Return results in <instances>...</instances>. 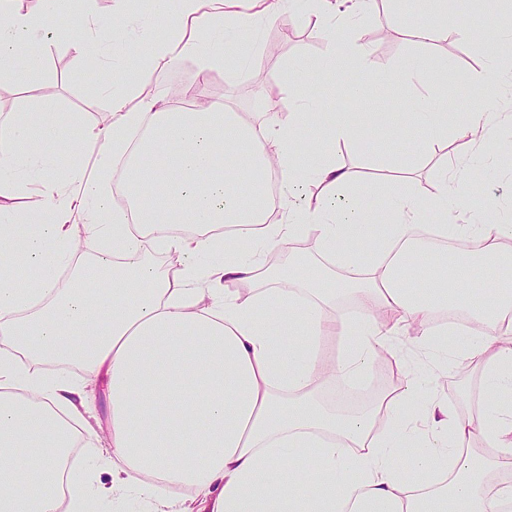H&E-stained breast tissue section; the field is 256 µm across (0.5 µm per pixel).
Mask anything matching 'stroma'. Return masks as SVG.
<instances>
[{
	"label": "stroma",
	"mask_w": 512,
	"mask_h": 512,
	"mask_svg": "<svg viewBox=\"0 0 512 512\" xmlns=\"http://www.w3.org/2000/svg\"><path fill=\"white\" fill-rule=\"evenodd\" d=\"M94 8L104 20L103 27L94 33V40L116 47L133 40L141 31L162 35L171 26L154 0H130L123 13L114 12L113 0H94ZM485 9L483 0H451L447 39L428 45L418 43L410 35L411 29L422 21L423 13L420 8L410 7L408 0H379L355 26L334 37L315 14L304 8L296 9L282 21L261 22L255 27L254 37L270 51L260 66L241 69L233 78L225 70L212 71L207 94L215 101L233 102L237 112L248 121L256 117L264 102L283 98L290 72L303 69L301 91L313 102L314 110L298 129L300 143H313L318 135V121L336 112L347 113L356 125V138L351 145L333 149L337 165L371 171L373 178L367 188L380 196L387 187L382 165L387 154H394L403 167L400 188L426 198L438 190V163L455 161L471 151L469 144L457 135L465 116L489 106L497 112L512 110V101L502 88L489 89L476 81L492 43L485 37H465L464 32L471 26L491 30L493 21ZM83 24L84 15L80 12L57 17L56 37L42 58L48 93H37L11 77L0 76V121L12 112L49 108L71 124L64 141L46 142L43 157L37 163L46 173L92 168L96 146L87 141L86 134L112 121L111 100L103 92L101 80L112 74L124 77L135 72L134 61L123 56H115L108 64L94 51L76 52L69 35ZM356 38L369 45L370 69L340 68L332 76L316 70V62L331 53L333 40L349 42ZM408 56L425 57L434 88L447 102L448 144L432 158L421 155V140L405 135L412 88L394 83L379 96L369 87L372 73L393 69ZM196 73V63L191 59L176 68L154 72L131 95L129 108H137L142 97L156 90L163 91L172 102L181 103L186 90L194 84ZM354 82L366 84L367 91L362 97L350 93L349 86ZM382 112L388 114V121L379 120ZM486 148L487 161L465 168L470 187L465 204L482 222L494 223L500 219V210L512 205V133H492ZM426 381L430 389L447 395L449 404L459 413H469L481 402L479 378L466 363L449 362L447 372L428 373Z\"/></svg>",
	"instance_id": "35a3bbf8"
}]
</instances>
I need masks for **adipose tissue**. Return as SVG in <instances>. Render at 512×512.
<instances>
[{
    "instance_id": "obj_1",
    "label": "adipose tissue",
    "mask_w": 512,
    "mask_h": 512,
    "mask_svg": "<svg viewBox=\"0 0 512 512\" xmlns=\"http://www.w3.org/2000/svg\"><path fill=\"white\" fill-rule=\"evenodd\" d=\"M0 0V72L37 87L47 21L58 0L37 10ZM173 11V34L137 61L149 77L186 58L197 61V88L235 51L200 48L201 35L239 33L253 15L225 13V0H157ZM498 51L481 82L512 88V9L495 0ZM290 81L288 116L262 111L243 122L235 107L185 110L162 94L127 106L131 78L112 82V116L93 135L92 173L18 180L28 158L63 136L54 111L20 112L0 122V512H93L135 494L154 512H506L512 483V222L481 224L462 200L461 168L439 166L428 199L390 186L381 209L359 195L360 177L323 153L302 161L296 127L307 113ZM409 128L426 152L448 141V115L417 96ZM276 171L278 196L267 190ZM122 172L124 207L114 206L108 175ZM315 192H307V185ZM40 190L45 205L22 213L5 204L15 189ZM294 192L303 205L289 203ZM433 231L470 244L425 288L416 256ZM387 226L370 256L361 246L373 223ZM311 237L320 272L304 278L272 270L265 256L295 257ZM93 268L60 287L58 270L76 263L78 247ZM171 255L168 265L149 261ZM487 266L489 281L472 280ZM111 271L108 288L98 282ZM345 288L352 313L337 312ZM456 308L473 323L457 356L479 375L484 401L464 415L420 377L380 395L373 409L325 405V379L367 371L388 337L414 333L421 353L447 350L434 325ZM345 345L326 360L329 339ZM78 364L76 382L52 366ZM102 385L109 416L102 430L85 417L89 386ZM85 463H66L70 444ZM481 452H473V445ZM312 449L317 472L296 466L293 452ZM405 466H397L399 458ZM109 481H102L101 472Z\"/></svg>"
}]
</instances>
